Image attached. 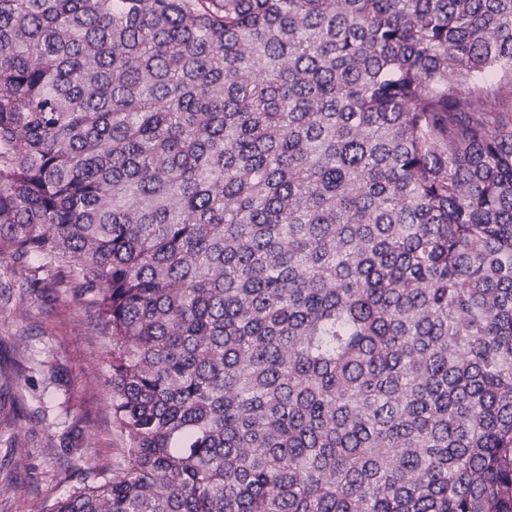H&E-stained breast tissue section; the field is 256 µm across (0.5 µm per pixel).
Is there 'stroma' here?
<instances>
[{
    "label": "stroma",
    "mask_w": 512,
    "mask_h": 512,
    "mask_svg": "<svg viewBox=\"0 0 512 512\" xmlns=\"http://www.w3.org/2000/svg\"><path fill=\"white\" fill-rule=\"evenodd\" d=\"M0 261V512H50L81 463L120 466L97 315L69 280L22 285Z\"/></svg>",
    "instance_id": "1"
}]
</instances>
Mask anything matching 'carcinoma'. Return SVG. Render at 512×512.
Returning a JSON list of instances; mask_svg holds the SVG:
<instances>
[{
  "mask_svg": "<svg viewBox=\"0 0 512 512\" xmlns=\"http://www.w3.org/2000/svg\"><path fill=\"white\" fill-rule=\"evenodd\" d=\"M505 87L512 0H0V257L124 445L51 512H512Z\"/></svg>",
  "mask_w": 512,
  "mask_h": 512,
  "instance_id": "carcinoma-1",
  "label": "carcinoma"
}]
</instances>
